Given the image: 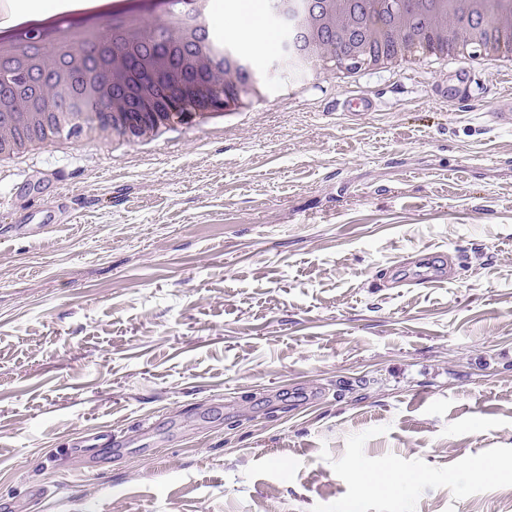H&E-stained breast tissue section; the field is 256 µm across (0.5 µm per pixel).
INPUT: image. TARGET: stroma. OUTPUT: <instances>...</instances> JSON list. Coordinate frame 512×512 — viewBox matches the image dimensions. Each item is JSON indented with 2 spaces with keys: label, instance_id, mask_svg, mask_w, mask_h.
I'll list each match as a JSON object with an SVG mask.
<instances>
[{
  "label": "stroma",
  "instance_id": "stroma-1",
  "mask_svg": "<svg viewBox=\"0 0 512 512\" xmlns=\"http://www.w3.org/2000/svg\"><path fill=\"white\" fill-rule=\"evenodd\" d=\"M211 24L265 84L240 116L136 144L68 133L0 170V500L512 512V128L491 117L512 77L467 50L326 80L273 67L220 0ZM437 250L452 281L377 287ZM102 426L119 444L99 470L61 453Z\"/></svg>",
  "mask_w": 512,
  "mask_h": 512
}]
</instances>
